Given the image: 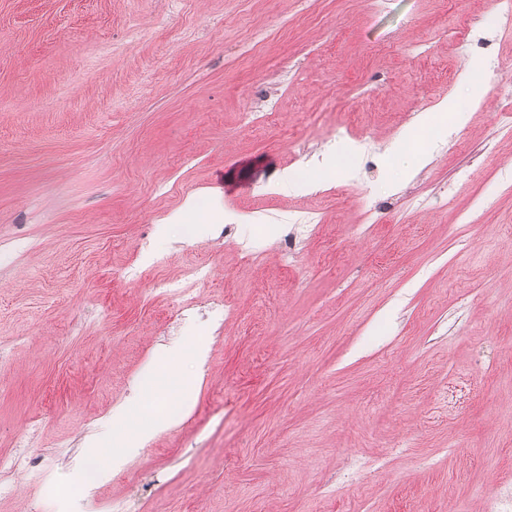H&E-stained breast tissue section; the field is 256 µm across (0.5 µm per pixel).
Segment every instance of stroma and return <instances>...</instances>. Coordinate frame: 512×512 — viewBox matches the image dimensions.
I'll use <instances>...</instances> for the list:
<instances>
[{
    "instance_id": "35a3bbf8",
    "label": "stroma",
    "mask_w": 512,
    "mask_h": 512,
    "mask_svg": "<svg viewBox=\"0 0 512 512\" xmlns=\"http://www.w3.org/2000/svg\"><path fill=\"white\" fill-rule=\"evenodd\" d=\"M495 12L0 0V453L35 463L0 472V512L146 487L148 512H487L512 490V21L476 30L487 53L449 37ZM469 68L482 102L403 179L401 131L467 102ZM150 254L182 282L209 263L191 316L110 280ZM192 342L190 413L83 491L86 439Z\"/></svg>"
}]
</instances>
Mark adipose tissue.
<instances>
[{"label":"adipose tissue","instance_id":"adipose-tissue-1","mask_svg":"<svg viewBox=\"0 0 512 512\" xmlns=\"http://www.w3.org/2000/svg\"><path fill=\"white\" fill-rule=\"evenodd\" d=\"M465 116L455 99L439 103L432 112L422 113L415 126L405 129L401 137L404 141L416 144L415 157L418 164H425L429 153L417 145L420 129L437 127L440 132H447L449 126L464 122ZM167 388L170 407L169 413H158L154 402L160 388ZM195 389L194 381L181 374L176 366L166 365L160 371L146 378L137 400L118 406L112 413L114 420L123 422L125 429L112 439L111 452H101L99 447H92L89 459L96 475L102 476L112 468L122 464L127 453L141 447L156 434L167 429L174 420L173 411L182 403L188 402Z\"/></svg>","mask_w":512,"mask_h":512}]
</instances>
